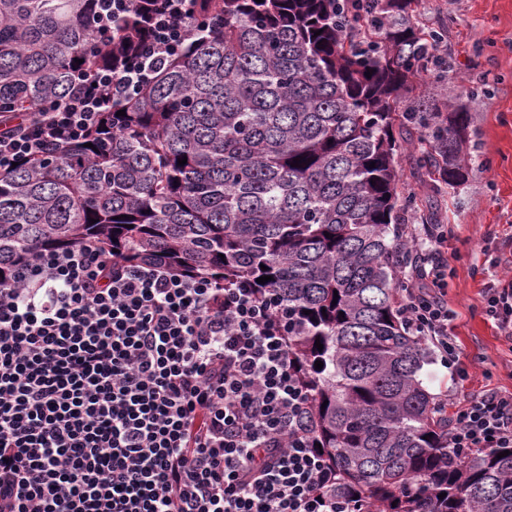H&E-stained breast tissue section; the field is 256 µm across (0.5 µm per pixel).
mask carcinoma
<instances>
[{"label": "carcinoma", "mask_w": 512, "mask_h": 512, "mask_svg": "<svg viewBox=\"0 0 512 512\" xmlns=\"http://www.w3.org/2000/svg\"><path fill=\"white\" fill-rule=\"evenodd\" d=\"M151 2L103 20L98 0H0V116L63 102L136 55ZM415 2L192 0L194 26L152 79L81 139L0 174V285L83 244L249 281L288 313L329 497L359 512H512V447L450 452L400 310L415 200L400 198L398 151L417 147L438 191L479 159L467 109L442 112L426 81L445 66L442 36L413 22Z\"/></svg>", "instance_id": "1"}]
</instances>
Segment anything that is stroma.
<instances>
[{
    "instance_id": "1",
    "label": "stroma",
    "mask_w": 512,
    "mask_h": 512,
    "mask_svg": "<svg viewBox=\"0 0 512 512\" xmlns=\"http://www.w3.org/2000/svg\"><path fill=\"white\" fill-rule=\"evenodd\" d=\"M415 20L444 29L440 54L450 76L483 90L469 104L481 164L465 185L432 194L412 150L396 158L402 191L417 204L407 223L432 213L449 228L441 250L448 267L445 292L467 372L457 383L433 362L424 366L421 379L434 396L450 389L459 401L487 389L510 393L512 341L486 316L485 290L497 278H512V0H420Z\"/></svg>"
}]
</instances>
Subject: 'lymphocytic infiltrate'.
<instances>
[{
	"instance_id": "lymphocytic-infiltrate-1",
	"label": "lymphocytic infiltrate",
	"mask_w": 512,
	"mask_h": 512,
	"mask_svg": "<svg viewBox=\"0 0 512 512\" xmlns=\"http://www.w3.org/2000/svg\"><path fill=\"white\" fill-rule=\"evenodd\" d=\"M191 0H160L122 70L0 124V173L95 128L176 48ZM442 225L412 244L400 308L465 379L448 321ZM288 318L248 283L128 267L88 245L0 286V512H351L302 424ZM450 450L512 447V393L456 406Z\"/></svg>"
}]
</instances>
